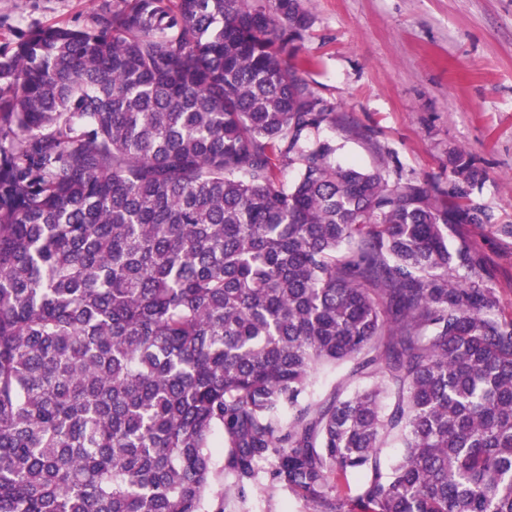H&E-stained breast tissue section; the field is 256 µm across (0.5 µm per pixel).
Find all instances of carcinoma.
<instances>
[{
    "label": "carcinoma",
    "instance_id": "1",
    "mask_svg": "<svg viewBox=\"0 0 512 512\" xmlns=\"http://www.w3.org/2000/svg\"><path fill=\"white\" fill-rule=\"evenodd\" d=\"M271 2L113 0L0 53V512H224L265 461L319 512H512V310L448 248L484 173L456 155L447 204L336 163ZM339 364L372 386L315 397Z\"/></svg>",
    "mask_w": 512,
    "mask_h": 512
}]
</instances>
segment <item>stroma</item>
<instances>
[{
	"mask_svg": "<svg viewBox=\"0 0 512 512\" xmlns=\"http://www.w3.org/2000/svg\"><path fill=\"white\" fill-rule=\"evenodd\" d=\"M104 0H0V52L46 25L82 26ZM310 25L290 64L331 104L312 134L344 166L412 180L447 198L449 160L484 173L471 197L490 220L455 224L449 248L476 247L512 305V0H300ZM219 477L224 512H311L259 480L247 499Z\"/></svg>",
	"mask_w": 512,
	"mask_h": 512,
	"instance_id": "35a3bbf8",
	"label": "stroma"
}]
</instances>
